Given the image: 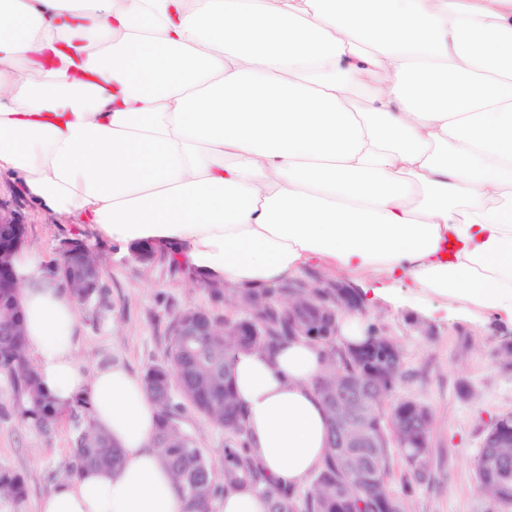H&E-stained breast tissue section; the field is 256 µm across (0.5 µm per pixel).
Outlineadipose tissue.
<instances>
[{"instance_id": "1", "label": "adipose tissue", "mask_w": 512, "mask_h": 512, "mask_svg": "<svg viewBox=\"0 0 512 512\" xmlns=\"http://www.w3.org/2000/svg\"><path fill=\"white\" fill-rule=\"evenodd\" d=\"M1 174L203 284L317 262L512 325V0H0ZM14 266L43 388L123 454L39 512H184L141 380L84 373L75 304L38 251ZM231 363L252 448L301 485L328 445L318 346Z\"/></svg>"}]
</instances>
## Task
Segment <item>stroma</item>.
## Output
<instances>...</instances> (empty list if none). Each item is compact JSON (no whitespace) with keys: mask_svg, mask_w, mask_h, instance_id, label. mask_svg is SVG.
Masks as SVG:
<instances>
[{"mask_svg":"<svg viewBox=\"0 0 512 512\" xmlns=\"http://www.w3.org/2000/svg\"><path fill=\"white\" fill-rule=\"evenodd\" d=\"M0 206L14 211L26 226L24 249L55 262L63 239L82 237L102 257V299L79 308L77 357L84 370L121 364L136 375L166 358L168 331L182 311L197 308L229 317L236 307L216 300L187 270L163 262L150 265L118 258L117 245L92 231L76 232L63 216L29 200L15 184L0 182ZM366 322L383 327L402 351L404 384L393 400H416L432 414L429 467L432 478L404 497L405 512H487L478 488L474 460L488 427L512 412V366L500 350L512 340V326L485 314L470 315L439 299L425 300L398 284L386 297L365 302ZM183 426L223 467L225 432L195 412ZM77 428L62 417L49 431L24 422L8 376L0 374V472L21 474L23 498H0V512H38L52 485L67 478Z\"/></svg>","mask_w":512,"mask_h":512,"instance_id":"1","label":"stroma"}]
</instances>
